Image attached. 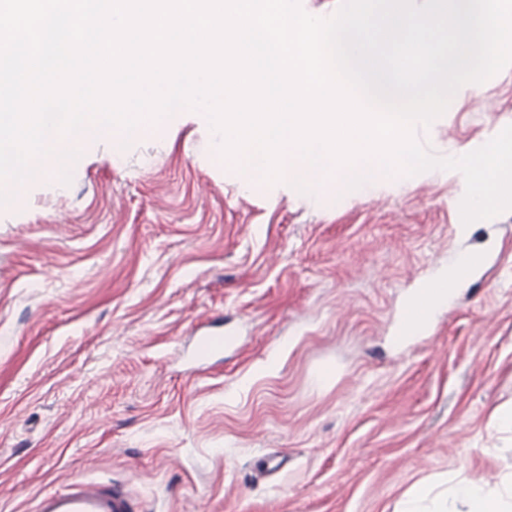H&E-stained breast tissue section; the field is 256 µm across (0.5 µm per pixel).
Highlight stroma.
I'll list each match as a JSON object with an SVG mask.
<instances>
[{
	"mask_svg": "<svg viewBox=\"0 0 512 512\" xmlns=\"http://www.w3.org/2000/svg\"><path fill=\"white\" fill-rule=\"evenodd\" d=\"M509 125L512 66L417 139L444 157ZM69 170L0 206V512L73 476L134 512H401L422 482L512 477V210L459 232L460 172L246 191L182 114L106 130ZM470 253L397 343L407 300ZM209 325L226 342L202 366Z\"/></svg>",
	"mask_w": 512,
	"mask_h": 512,
	"instance_id": "35a3bbf8",
	"label": "stroma"
}]
</instances>
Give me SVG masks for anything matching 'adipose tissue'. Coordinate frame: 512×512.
Masks as SVG:
<instances>
[{
    "label": "adipose tissue",
    "mask_w": 512,
    "mask_h": 512,
    "mask_svg": "<svg viewBox=\"0 0 512 512\" xmlns=\"http://www.w3.org/2000/svg\"><path fill=\"white\" fill-rule=\"evenodd\" d=\"M467 263L459 261L449 266L447 274L428 283L405 308L406 324L420 326L448 297L454 287L468 272ZM432 501L434 512H512V480L503 487L490 489L479 484H464L446 491L434 492L431 486H419L407 501L402 512H423L422 504Z\"/></svg>",
    "instance_id": "ef3b65f1"
}]
</instances>
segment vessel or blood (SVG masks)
<instances>
[{"label":"vessel or blood","mask_w":512,"mask_h":512,"mask_svg":"<svg viewBox=\"0 0 512 512\" xmlns=\"http://www.w3.org/2000/svg\"><path fill=\"white\" fill-rule=\"evenodd\" d=\"M35 512H133V507L122 489L75 477L62 490L41 495Z\"/></svg>","instance_id":"b4317fda"}]
</instances>
